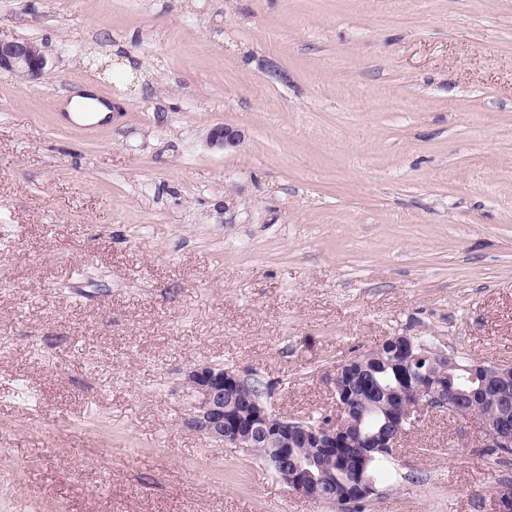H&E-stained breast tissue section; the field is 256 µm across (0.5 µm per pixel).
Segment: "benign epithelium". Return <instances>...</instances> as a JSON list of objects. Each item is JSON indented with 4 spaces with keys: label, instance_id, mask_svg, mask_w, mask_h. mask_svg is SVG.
Returning a JSON list of instances; mask_svg holds the SVG:
<instances>
[{
    "label": "benign epithelium",
    "instance_id": "obj_1",
    "mask_svg": "<svg viewBox=\"0 0 512 512\" xmlns=\"http://www.w3.org/2000/svg\"><path fill=\"white\" fill-rule=\"evenodd\" d=\"M46 68L40 44L22 39L0 40V73L8 72L26 81H39ZM238 130L220 126L211 133V144L224 150L237 147ZM394 350L398 385L390 388L372 375L350 381L343 366H336L329 380L336 399V416L325 423L288 418L273 412L268 402L245 396L248 377L236 369L213 364L198 365L187 372L186 386L193 399L192 428L234 448H270L273 467L294 491L315 502L331 503L340 510L357 499H369L377 489L368 476L371 448L391 454L405 435L406 426L426 414L452 406L462 418L479 423L487 448L512 447V417L503 411L484 416L466 400H475L512 374V364L471 362L473 387L462 391L448 385V363L455 356L442 350L419 347L414 337H387L376 349L363 354L369 360ZM426 362L430 372L416 379L410 369ZM495 512H512V486L498 488Z\"/></svg>",
    "mask_w": 512,
    "mask_h": 512
}]
</instances>
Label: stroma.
<instances>
[{
    "mask_svg": "<svg viewBox=\"0 0 512 512\" xmlns=\"http://www.w3.org/2000/svg\"><path fill=\"white\" fill-rule=\"evenodd\" d=\"M0 39L47 59L0 74V512H337L186 372L306 419L394 334L512 363V0H0ZM483 443L427 414L367 512H494ZM46 56L40 44L22 39L0 40V73L18 75L26 81H39L46 68ZM93 92L92 88L85 87L81 91L82 94L75 95L72 98L70 109L68 111L71 112H97L96 118L101 120L106 118L110 110L99 103L98 101L91 99L89 94Z\"/></svg>",
    "mask_w": 512,
    "mask_h": 512,
    "instance_id": "35a3bbf8",
    "label": "stroma"
}]
</instances>
